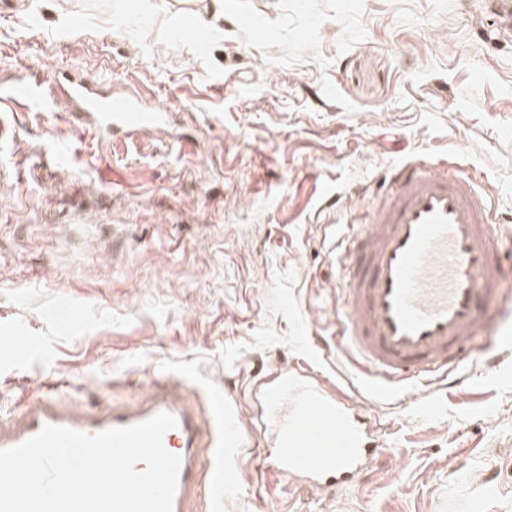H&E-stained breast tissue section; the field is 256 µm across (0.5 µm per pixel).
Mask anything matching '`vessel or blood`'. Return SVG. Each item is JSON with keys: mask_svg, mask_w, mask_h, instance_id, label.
I'll use <instances>...</instances> for the list:
<instances>
[{"mask_svg": "<svg viewBox=\"0 0 512 512\" xmlns=\"http://www.w3.org/2000/svg\"><path fill=\"white\" fill-rule=\"evenodd\" d=\"M503 35L512 34V0H485ZM107 80L63 79L60 92L76 111L94 113L103 130H130L157 122L159 112L137 100L108 93ZM383 203L355 225L347 239L342 281L346 314L336 346L352 356L379 398L416 382L460 384L466 348L479 330L483 301L496 294L502 273L503 224L492 218L468 174H442L422 161L393 167ZM161 412L178 420L164 447L182 458L173 512H192L200 488L225 484L219 456L234 445L224 422V397L206 399L164 376L137 391L134 402L106 407L75 405L60 387L44 390L22 411L0 415V450L17 446L44 426L68 427L94 436L143 423ZM291 429L260 451L269 470L328 491L357 487L363 475L389 460L371 418L340 398L302 399ZM212 456L202 468V452Z\"/></svg>", "mask_w": 512, "mask_h": 512, "instance_id": "b4317fda", "label": "vessel or blood"}]
</instances>
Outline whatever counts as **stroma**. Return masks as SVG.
<instances>
[{
  "label": "stroma",
  "mask_w": 512,
  "mask_h": 512,
  "mask_svg": "<svg viewBox=\"0 0 512 512\" xmlns=\"http://www.w3.org/2000/svg\"><path fill=\"white\" fill-rule=\"evenodd\" d=\"M163 111L104 134L54 71ZM462 170L512 219V42L481 0H0V411L67 379L131 403L159 373L224 393L237 447L206 512H512V355L470 386L360 390L339 349L348 225L387 170ZM81 309L59 331V299ZM311 375L381 426L386 467L346 492L258 467L260 377Z\"/></svg>",
  "instance_id": "stroma-1"
}]
</instances>
